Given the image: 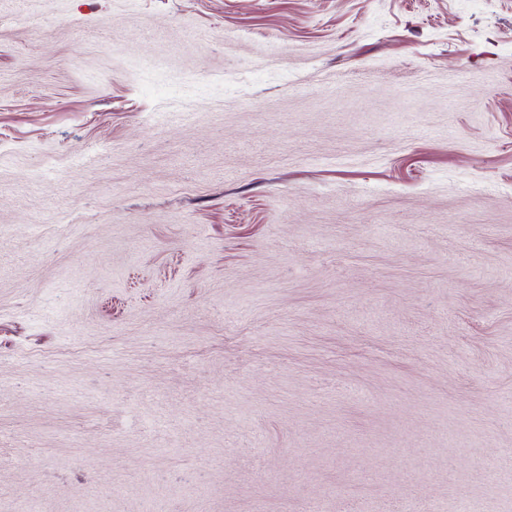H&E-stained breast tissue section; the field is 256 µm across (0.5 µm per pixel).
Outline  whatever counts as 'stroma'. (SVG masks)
<instances>
[{
    "label": "stroma",
    "mask_w": 512,
    "mask_h": 512,
    "mask_svg": "<svg viewBox=\"0 0 512 512\" xmlns=\"http://www.w3.org/2000/svg\"><path fill=\"white\" fill-rule=\"evenodd\" d=\"M512 512V0H0V512Z\"/></svg>",
    "instance_id": "obj_1"
}]
</instances>
